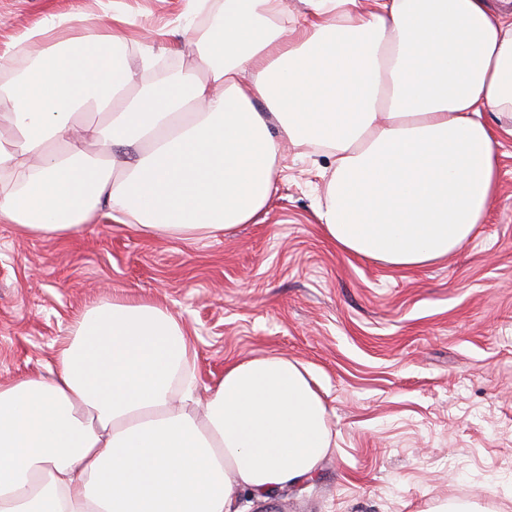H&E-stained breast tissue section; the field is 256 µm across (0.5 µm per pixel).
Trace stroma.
Wrapping results in <instances>:
<instances>
[{
  "mask_svg": "<svg viewBox=\"0 0 512 512\" xmlns=\"http://www.w3.org/2000/svg\"><path fill=\"white\" fill-rule=\"evenodd\" d=\"M122 17L138 83L189 65L210 31L185 0H0V57L51 18ZM484 224L410 269L354 256L316 211L334 159L289 157L250 224L203 239L150 238L102 217L58 240L0 224V382L50 377L92 304L141 300L184 326L199 391L230 362L277 354L313 373L335 447L309 480L244 512H434L451 499L512 512V137Z\"/></svg>",
  "mask_w": 512,
  "mask_h": 512,
  "instance_id": "stroma-1",
  "label": "stroma"
}]
</instances>
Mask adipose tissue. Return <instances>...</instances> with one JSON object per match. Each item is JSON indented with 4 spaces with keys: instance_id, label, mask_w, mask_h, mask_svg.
<instances>
[{
    "instance_id": "ef3b65f1",
    "label": "adipose tissue",
    "mask_w": 512,
    "mask_h": 512,
    "mask_svg": "<svg viewBox=\"0 0 512 512\" xmlns=\"http://www.w3.org/2000/svg\"><path fill=\"white\" fill-rule=\"evenodd\" d=\"M224 0L195 73L135 78L111 23L28 31L0 87V222L62 238L106 212L148 237L248 224L280 145L335 169L317 215L342 251L447 257L498 191L512 136V12L485 0ZM94 110L106 122L76 125ZM101 152L86 151L87 142ZM186 331L144 301L96 304L52 376L0 383V512H239L315 474L327 406L281 355L229 365L209 397Z\"/></svg>"
}]
</instances>
